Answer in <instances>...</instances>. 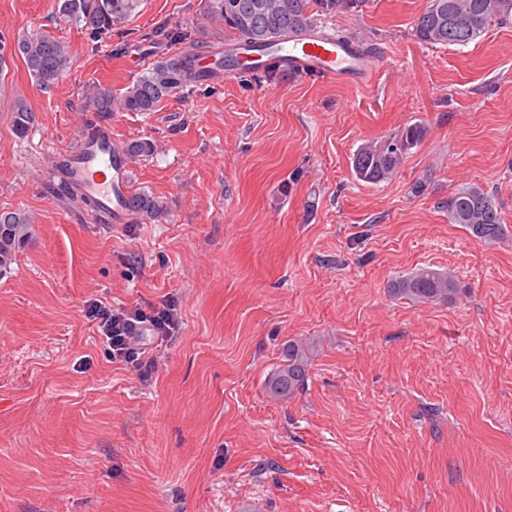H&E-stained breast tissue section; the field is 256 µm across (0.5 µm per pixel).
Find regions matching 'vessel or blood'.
I'll use <instances>...</instances> for the list:
<instances>
[{"mask_svg":"<svg viewBox=\"0 0 512 512\" xmlns=\"http://www.w3.org/2000/svg\"><path fill=\"white\" fill-rule=\"evenodd\" d=\"M277 68L310 78L359 85L372 75L376 59L359 43L314 29L282 40L274 52ZM70 183L90 202L92 218L124 223L130 194V174L125 155L112 145L109 135L96 132L66 154Z\"/></svg>","mask_w":512,"mask_h":512,"instance_id":"obj_1","label":"vessel or blood"}]
</instances>
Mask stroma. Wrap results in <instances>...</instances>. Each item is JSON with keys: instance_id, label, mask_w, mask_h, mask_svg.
<instances>
[{"instance_id": "1", "label": "stroma", "mask_w": 512, "mask_h": 512, "mask_svg": "<svg viewBox=\"0 0 512 512\" xmlns=\"http://www.w3.org/2000/svg\"><path fill=\"white\" fill-rule=\"evenodd\" d=\"M427 2L325 20L380 52L349 85L225 81L230 35L206 0H142L100 44L58 0H0L1 39L47 30L73 54L48 90L22 59L0 71V211L32 222L0 272V512H512V25L425 45ZM161 22L190 39L138 60ZM186 52L209 78L157 112L86 95ZM19 99L35 115L23 136ZM414 122L427 135L392 177L358 181L357 148ZM95 131L154 142L129 168L132 191L163 201L157 219L91 220L59 155ZM472 183L502 212L497 240L448 221ZM425 266L457 293L391 297ZM89 299L175 302L170 340L141 333L149 376L112 360ZM291 340L309 379L277 401L264 382Z\"/></svg>"}]
</instances>
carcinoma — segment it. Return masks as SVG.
Instances as JSON below:
<instances>
[{
  "mask_svg": "<svg viewBox=\"0 0 512 512\" xmlns=\"http://www.w3.org/2000/svg\"><path fill=\"white\" fill-rule=\"evenodd\" d=\"M140 0H61L60 11L71 21L83 25L92 39L111 37L112 26L124 21ZM359 0H207V18L221 24L235 39L251 48H267L318 26L321 20L340 7L352 8ZM512 24V0H429L415 20L414 33L426 45L465 46L491 25ZM23 58L36 85L49 89L67 73L73 63L70 46L55 36L36 32L18 37L8 45L0 39V69L7 57ZM204 77L193 53L162 60L148 69L125 91L114 95L97 86L89 88L92 103L100 112H155L174 92ZM34 113L17 101L12 112L15 131L23 135L33 125ZM427 134V127L415 122L394 135L362 144L356 151L352 168L362 182L378 184L392 177L409 152ZM153 152L149 141L126 145L130 159ZM129 211L147 221L162 212V202L142 192L133 193L127 202ZM448 219L462 224L480 241L500 238L503 217L492 196L480 185L472 184L448 198ZM31 221L21 211H0V269L10 266L16 253L30 238ZM390 291L398 298L419 303L446 300L457 292L454 277L429 267L419 268L397 278ZM283 364L265 379L266 393L278 400H290L303 391L308 376L309 356L303 343L290 340L282 348Z\"/></svg>",
  "mask_w": 512,
  "mask_h": 512,
  "instance_id": "1",
  "label": "carcinoma"
}]
</instances>
